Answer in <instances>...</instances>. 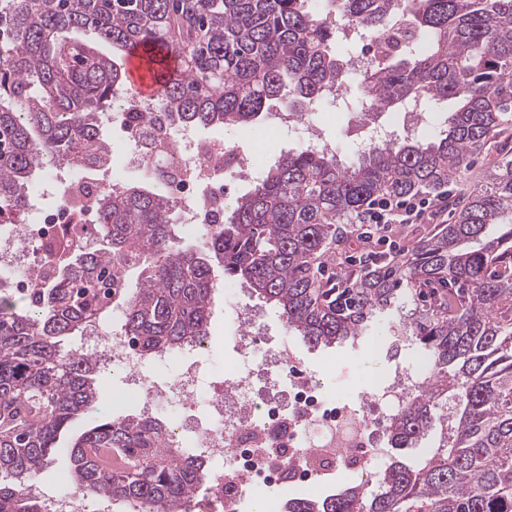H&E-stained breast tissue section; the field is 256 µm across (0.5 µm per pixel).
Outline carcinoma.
<instances>
[{"label":"carcinoma","mask_w":512,"mask_h":512,"mask_svg":"<svg viewBox=\"0 0 512 512\" xmlns=\"http://www.w3.org/2000/svg\"><path fill=\"white\" fill-rule=\"evenodd\" d=\"M0 0V224L20 226L32 176L47 165L103 167L99 123L126 74L88 32L120 52L136 44L184 60L160 74L158 101L191 127L254 122L271 100L312 112L344 86L334 14L369 38L362 98L376 112L453 100L444 125L411 140L371 144L357 158L300 145L280 156L230 214L204 224L202 247L181 244L177 201L143 183L89 200L102 247L71 236L46 248L45 279L19 304L0 288V512H48L25 490L66 452L74 491L129 512H187L206 467L170 448V426L127 397L124 414L68 443L74 418L108 390L100 366L61 349L116 307L143 355L210 334L215 269L277 309L312 348L353 346L386 322L394 352L413 351L429 378L384 424L391 458L366 483L293 498L284 512H512V0ZM486 153L483 183L453 221L417 240L405 263H376L349 288L318 279L313 262L369 200L438 192ZM142 267L137 290L129 273ZM439 284L435 306L420 287ZM434 439L420 467L405 451Z\"/></svg>","instance_id":"1"}]
</instances>
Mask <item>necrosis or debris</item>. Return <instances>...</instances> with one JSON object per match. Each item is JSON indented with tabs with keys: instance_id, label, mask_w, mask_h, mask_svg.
<instances>
[{
	"instance_id": "4bbe7bcc",
	"label": "necrosis or debris",
	"mask_w": 512,
	"mask_h": 512,
	"mask_svg": "<svg viewBox=\"0 0 512 512\" xmlns=\"http://www.w3.org/2000/svg\"><path fill=\"white\" fill-rule=\"evenodd\" d=\"M116 101V108L103 116L125 145L124 163L114 169V179H121L123 169L143 170L149 162L161 163L170 174L166 187L178 202L181 225L196 229L204 224L200 199L227 194L228 180H253L254 168L246 153L229 152L220 141L198 140L188 127L166 130L160 151L146 159L141 139L159 116V102L125 91ZM72 221L73 212L63 201L40 212L37 219L26 220L20 229L0 232V272L20 269L25 273L13 281L14 291L29 292L39 269L35 244L56 239ZM261 317L260 310L242 305L236 296H225L224 319L234 326L232 339L242 358H249L260 339ZM90 337L107 346L106 354L98 358L100 366L135 377L132 393L139 410L152 414L163 402L184 410L172 444L183 447L185 433H192L193 454L212 466L209 512H238L242 488L257 477L271 485L281 482L283 463L289 459L296 462L293 476L312 483L335 465L338 454L371 463L383 459L388 441L370 429L372 413L391 417L428 373L422 362L393 369L381 382L363 387L355 404L330 396L323 383L308 374L293 345L281 337L269 346L259 368H221L220 381L205 395L195 369H186L161 385L144 376L143 356L130 350L124 337L98 326L91 328Z\"/></svg>"
}]
</instances>
